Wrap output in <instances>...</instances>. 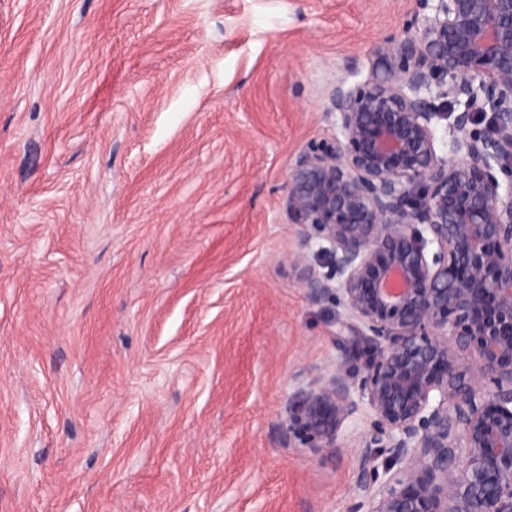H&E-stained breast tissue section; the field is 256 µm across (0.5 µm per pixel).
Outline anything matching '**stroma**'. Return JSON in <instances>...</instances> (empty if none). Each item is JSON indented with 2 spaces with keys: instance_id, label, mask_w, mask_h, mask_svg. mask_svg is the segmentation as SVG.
Returning <instances> with one entry per match:
<instances>
[{
  "instance_id": "stroma-1",
  "label": "stroma",
  "mask_w": 512,
  "mask_h": 512,
  "mask_svg": "<svg viewBox=\"0 0 512 512\" xmlns=\"http://www.w3.org/2000/svg\"><path fill=\"white\" fill-rule=\"evenodd\" d=\"M420 0H0V512H347L372 429L280 444L364 353L288 215L338 79Z\"/></svg>"
}]
</instances>
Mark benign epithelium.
Masks as SVG:
<instances>
[{
  "label": "benign epithelium",
  "mask_w": 512,
  "mask_h": 512,
  "mask_svg": "<svg viewBox=\"0 0 512 512\" xmlns=\"http://www.w3.org/2000/svg\"><path fill=\"white\" fill-rule=\"evenodd\" d=\"M424 3L369 81L336 82V133L288 173L329 268L301 286L340 294L338 339L375 353L357 396L337 370L299 388L282 441L333 449L362 403L352 512H512V0Z\"/></svg>",
  "instance_id": "obj_1"
}]
</instances>
